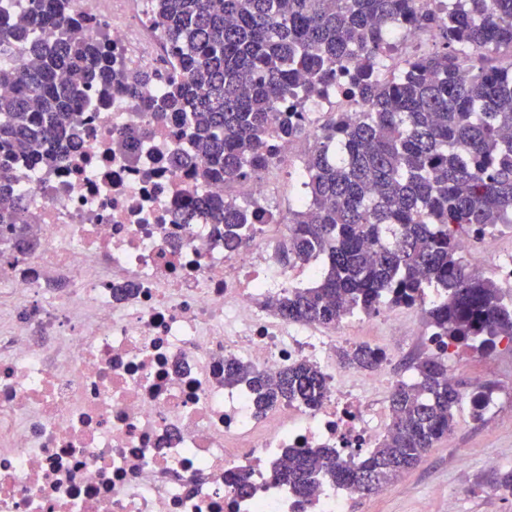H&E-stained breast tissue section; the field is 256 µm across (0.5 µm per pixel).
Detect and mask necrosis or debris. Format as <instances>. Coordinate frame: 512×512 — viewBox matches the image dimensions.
I'll return each instance as SVG.
<instances>
[{"instance_id": "4bbe7bcc", "label": "necrosis or debris", "mask_w": 512, "mask_h": 512, "mask_svg": "<svg viewBox=\"0 0 512 512\" xmlns=\"http://www.w3.org/2000/svg\"><path fill=\"white\" fill-rule=\"evenodd\" d=\"M73 3L70 23L39 37L92 36L114 70L155 69L162 40L146 15L160 0ZM166 90L163 80L134 96L89 88L62 163L10 168L39 244L21 254L0 243V512H346L348 491L321 486L298 499L274 464L293 448H374L388 428L374 397L400 334L448 349L394 317L373 343L376 367L343 371V331L263 307L270 286L317 279L311 264L275 257L287 226L273 189L308 144L274 138L255 178L201 182L172 163L191 148L183 117L144 109ZM133 126L139 135L120 145ZM232 196L265 221L231 251L223 225L186 215L198 199ZM228 358L272 375L315 364L327 392L317 406L256 416L247 389L224 387Z\"/></svg>"}]
</instances>
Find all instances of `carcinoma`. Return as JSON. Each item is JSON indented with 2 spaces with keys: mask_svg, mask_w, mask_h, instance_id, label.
<instances>
[{
  "mask_svg": "<svg viewBox=\"0 0 512 512\" xmlns=\"http://www.w3.org/2000/svg\"><path fill=\"white\" fill-rule=\"evenodd\" d=\"M71 0H27L35 24H68ZM434 29L445 50L414 54L389 80L377 76L390 55L391 24ZM156 25L182 49L181 76L151 108L182 114L193 134L201 181L251 178L270 158L269 126L309 136L302 113L282 111L289 94L302 103L339 85L359 96L361 112H337L314 134L305 160L306 197L288 209L282 244L290 263L318 261L315 285L290 288L265 305L291 322L334 327L385 306L424 305L453 351L493 353L512 340V293L473 272L459 239L512 233V64L472 58L474 49H512V0H453L430 10L416 0H162ZM0 234L20 252L33 249L20 223L8 171L13 160L46 165L55 146L77 138L83 89L118 84L112 58L89 37L33 40L24 26L0 19ZM198 215L224 225L232 247L255 230L256 215L234 200H203ZM349 368L377 362L366 344L339 353ZM392 392L393 416L377 447L340 457L305 448L274 466L299 498L321 483L371 495L414 467L456 425L463 401L448 361L426 357ZM247 384L261 413L281 405L314 406L325 379L302 363L275 376L237 359L224 362V386Z\"/></svg>",
  "mask_w": 512,
  "mask_h": 512,
  "instance_id": "obj_1",
  "label": "carcinoma"
}]
</instances>
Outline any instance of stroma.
<instances>
[{
	"instance_id": "obj_1",
	"label": "stroma",
	"mask_w": 512,
	"mask_h": 512,
	"mask_svg": "<svg viewBox=\"0 0 512 512\" xmlns=\"http://www.w3.org/2000/svg\"><path fill=\"white\" fill-rule=\"evenodd\" d=\"M448 363L464 390L478 381L493 391L497 406L488 426H470L459 408L448 436L385 491L353 496L349 512H512V495L496 482L512 470V345L488 356L461 351Z\"/></svg>"
}]
</instances>
